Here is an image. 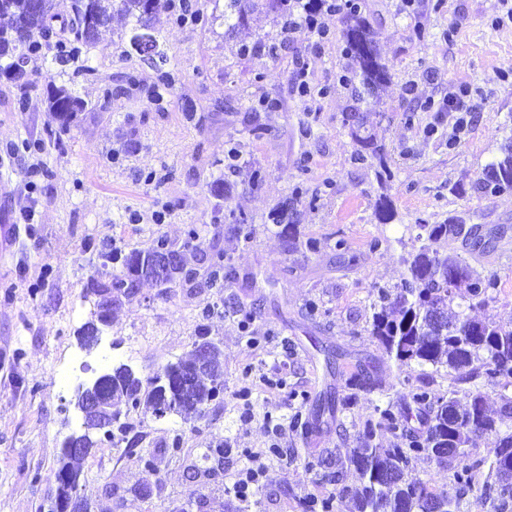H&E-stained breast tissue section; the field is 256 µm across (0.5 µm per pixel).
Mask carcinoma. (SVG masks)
Wrapping results in <instances>:
<instances>
[{
  "label": "carcinoma",
  "instance_id": "cac0c4a2",
  "mask_svg": "<svg viewBox=\"0 0 512 512\" xmlns=\"http://www.w3.org/2000/svg\"><path fill=\"white\" fill-rule=\"evenodd\" d=\"M158 0H72V14L59 18L55 0H0V78L14 81L21 75L19 65L31 54L42 49L55 50L54 59L67 66L82 54L83 49L97 40L100 31L112 24V17L131 18L136 29L149 30ZM296 7L295 0H225L224 20L231 27H244L258 9L273 12L288 29V16ZM177 18L199 21L204 18L202 0H182ZM345 53L352 61V76L344 77L355 101L372 94L389 80V69L382 63L371 30L358 10L346 15L343 30ZM48 110L67 131L75 124L85 101L74 89L54 87L48 93ZM351 136L371 150L381 168L378 175L392 177L383 150L370 135L362 134L363 118L352 115ZM484 195L512 192V137L502 146V157L489 164L471 186ZM422 233L416 240L421 245L401 256L405 276L397 291L378 289L370 335L384 348L398 367L431 365L447 370L448 391L438 394L422 381L413 384L403 378L389 387L383 386L368 371L360 369L345 379V394L332 400L328 396L310 399L307 416L297 413L293 423L306 432L319 430L321 424L335 419L337 413L351 410L361 396L375 391L385 395V405L374 406V417L365 422L357 435V445L346 449V459L360 480V487L350 493L341 485L342 471L331 470L325 477L338 486L336 494L326 498H310L304 502L305 512H332L333 500L353 495L357 512H461L462 497L479 487L496 512L512 501V479L502 475V467L512 464V430L500 428L501 419L512 418V396L501 395L499 417L489 414L482 391L469 393L466 404L457 399L463 385L481 380L485 389L504 388L512 379V326L502 325L491 318L475 319L465 310L486 307L498 287L493 276H482L459 257L440 253L437 244L448 238L470 240L476 229L464 224L460 217H451L443 224H421ZM170 254L174 262L163 276L154 274L152 258ZM110 263L121 264L108 282L89 280L87 290L97 297V322L82 329L84 346L90 348L99 334V326L107 324L111 307L125 298L131 300L139 293L140 284L151 281L162 288L179 282L191 288L224 287L222 256L210 263L204 280H198L197 269L188 266L184 252L166 239L158 237L143 249L123 254L112 247L99 253ZM208 351L205 359L198 352ZM221 349L199 335L194 351L187 359L165 365L142 378L134 370L120 364L103 376L96 389H84L77 394L80 407L89 396L105 401L115 410V416L139 409L156 420L170 415H202L209 402L224 392V374L218 367ZM87 418L103 420L100 433L107 441L119 439L126 443V455L132 464L151 467L154 455L139 449V437L129 436L128 425L114 426L98 410L87 411ZM383 432L395 435L398 442L386 448L376 441ZM484 436L488 448L472 456V438ZM98 443L96 436L84 433L70 435L61 448L53 476L57 478L55 501L48 512H56L57 500L69 499V512H90L89 504L72 489L81 483L80 461ZM81 448L80 454L69 452ZM421 459L439 465L463 462L454 468L452 479L455 494L430 488L413 476Z\"/></svg>",
  "mask_w": 512,
  "mask_h": 512
}]
</instances>
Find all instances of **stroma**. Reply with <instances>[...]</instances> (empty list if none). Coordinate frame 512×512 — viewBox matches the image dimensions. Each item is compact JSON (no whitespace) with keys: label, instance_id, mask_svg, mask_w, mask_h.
Instances as JSON below:
<instances>
[{"label":"stroma","instance_id":"35a3bbf8","mask_svg":"<svg viewBox=\"0 0 512 512\" xmlns=\"http://www.w3.org/2000/svg\"><path fill=\"white\" fill-rule=\"evenodd\" d=\"M360 4L390 80L379 100L359 105L340 80L351 67L344 15L318 13L326 37L287 36L263 12L242 30L181 23L169 0H159L152 60L135 49L133 23L116 16L79 59L93 67L89 79H74L73 67L44 50L30 56L23 80L0 82V155L27 141L44 144L0 163V512H40L54 498L49 475L83 421L73 404L78 388L122 363L150 374L188 356L203 332L222 352L221 399L199 419L126 418L147 450L182 433L181 455L158 456L144 469L111 443L97 444L81 462L80 496L94 512H302L305 498L331 495L333 485L306 471L304 460L353 447L379 396L310 435L292 424L301 394H343L345 373L359 364L387 384L403 375L440 394L448 389L446 370L397 369L369 333L376 289L399 283V257L420 225L452 216L477 225L479 245L452 239L442 249L498 280L473 318L512 324V193L470 190L512 135V77L501 75L512 64V24H492L501 0H413L407 11L400 0ZM418 29L425 40H416ZM258 41L263 50L239 53L240 44ZM161 69L173 84L157 106L148 91ZM131 71L138 87L123 85ZM53 84L75 86L86 103L65 132L46 106ZM462 84L475 92L476 119L452 143L450 115L424 103ZM264 99L278 110L262 109ZM354 111L382 147L392 180L379 181L375 160H357ZM256 168L265 177L254 187ZM457 185L466 194H455ZM383 198L393 209L385 224L377 214ZM281 206L295 229L290 243L268 219ZM156 211L164 223L152 220ZM240 212L252 220L250 237L236 231ZM134 213L139 223H130ZM193 230L204 245L190 265L203 270L223 254V287L142 283L112 311L97 344L82 346L81 330L96 318L87 282L113 271L97 250L142 249L157 237L180 247ZM340 239L346 252L335 248ZM311 240L318 251L308 250ZM83 362L87 371L62 385L58 371ZM248 407L254 419L246 423ZM219 441L220 462L208 455ZM194 465L200 475L191 474ZM249 468L263 476L244 504L233 484Z\"/></svg>","mask_w":512,"mask_h":512}]
</instances>
